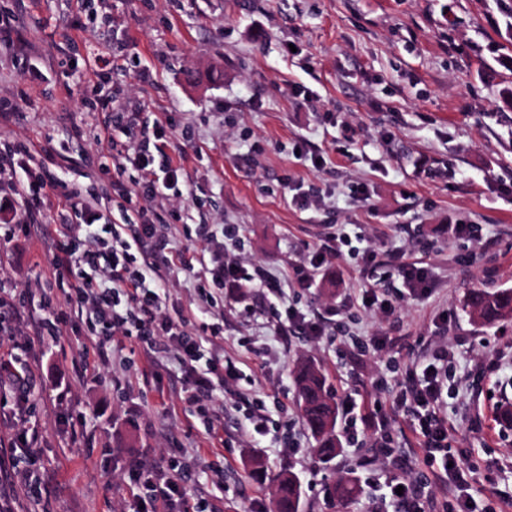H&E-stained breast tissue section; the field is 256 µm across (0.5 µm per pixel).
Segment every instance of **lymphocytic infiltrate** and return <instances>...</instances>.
Returning <instances> with one entry per match:
<instances>
[{
  "label": "lymphocytic infiltrate",
  "mask_w": 512,
  "mask_h": 512,
  "mask_svg": "<svg viewBox=\"0 0 512 512\" xmlns=\"http://www.w3.org/2000/svg\"><path fill=\"white\" fill-rule=\"evenodd\" d=\"M123 122V131H115V122ZM166 121L144 119L141 112H120L115 120H103L95 126L92 137L104 145L112 158L115 175L112 195L125 202L143 198L139 212L144 219L138 234L124 239L119 224L100 221L95 196H84L71 189L63 191L64 211L84 215L80 224H60L53 255V286L62 288L65 305L53 317L40 322V336L56 337L64 329L86 324L90 344L97 363L106 364L112 353V339L121 336L131 348L151 351L164 343L173 353L175 363L190 378L186 400L196 405L223 388L225 383L239 380L234 365L205 359L201 337L215 331L206 317L215 299L213 290L242 283H259L260 287L280 292L279 283L258 268L240 262L236 253L225 250L223 242H215L209 255L191 249L180 252L182 270L193 271L202 266L204 273L195 287L202 301L197 313L187 315L165 311L168 281L158 272L156 263L141 250L143 239L157 236L159 226L147 219V202L168 201L172 222L183 219L176 203L192 190L182 176V166L166 151ZM140 171L141 182H128L122 177L126 167ZM49 184L40 171L33 168L27 147L15 144L0 153V200L21 197L23 210L10 224L0 228L5 236L27 231L31 220L40 213L49 197ZM86 241L84 250H76V241ZM453 355L447 344L430 347L406 371V386L397 400L399 407L413 412L418 423L414 428L420 447L428 453H440L442 469L433 474L434 481L462 484L459 467L448 455V420L441 414L443 395L448 389V365ZM144 512H209L207 506L194 501L179 475H172L160 486L138 492ZM472 499L467 492L457 496V512H472Z\"/></svg>",
  "instance_id": "1"
}]
</instances>
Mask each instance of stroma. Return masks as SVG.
I'll return each instance as SVG.
<instances>
[{
  "instance_id": "1",
  "label": "stroma",
  "mask_w": 512,
  "mask_h": 512,
  "mask_svg": "<svg viewBox=\"0 0 512 512\" xmlns=\"http://www.w3.org/2000/svg\"><path fill=\"white\" fill-rule=\"evenodd\" d=\"M10 14L22 39L0 46V149L51 146L48 178L103 195L101 148L73 134L103 120L98 100L171 117L167 151L195 194L181 201L186 217L166 229V248L144 245L167 267L168 310L196 308L176 254L205 252L221 224L237 225L239 253L305 312L350 304L370 284L397 291L401 263L426 268L432 286L427 298L347 322L390 348L342 357L296 327L275 336L278 301L267 289H225L210 317L224 325L215 348L243 378L215 393L205 416L185 403L188 380L164 354L146 356L117 336L104 367L85 356L86 328L43 341L25 324L0 338V353L32 365L37 398L21 411L0 402V445L34 437L42 493L18 492L15 512H133L135 476L163 477L174 461L191 497L221 512H271L285 471L301 483L300 512H328L325 488L341 475L360 484L349 512H371L385 482L422 467L395 399L407 366L438 342L460 353L448 371V446L469 467L479 512H502L512 498V430L496 410L512 402V321L478 326L462 304L475 288H512V199L503 194L512 187V107L503 102L512 52L501 48L512 37V0H92L84 10L77 0H26L20 15L14 0H0V15ZM101 54L117 67L99 63ZM292 185L320 204L299 208ZM60 222L58 206L47 205L27 234L0 240V284L31 290L36 315L40 296L64 303L46 289ZM330 224L348 225L350 240L301 287L293 268ZM452 224L472 225L475 238H455ZM369 250L380 270L371 283L358 268ZM257 337L270 339L268 355L249 351ZM305 359L325 370L337 400L381 401L386 438L367 431L353 442L337 424L342 451L319 462L295 393ZM258 398L266 420L255 437L247 417ZM81 414L85 425L73 426Z\"/></svg>"
}]
</instances>
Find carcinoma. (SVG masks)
<instances>
[{"label":"carcinoma","instance_id":"cac0c4a2","mask_svg":"<svg viewBox=\"0 0 512 512\" xmlns=\"http://www.w3.org/2000/svg\"><path fill=\"white\" fill-rule=\"evenodd\" d=\"M469 318L482 326H493L512 320V288L488 292L482 289L470 292L463 304ZM298 407L308 431L315 442L314 451L319 460L328 464L341 451L336 436L338 407L327 385L322 369L311 361L300 362L295 370ZM359 493L354 479L340 477L326 488L330 505L351 503ZM301 485L294 474L283 473L273 491V512H300Z\"/></svg>","mask_w":512,"mask_h":512}]
</instances>
